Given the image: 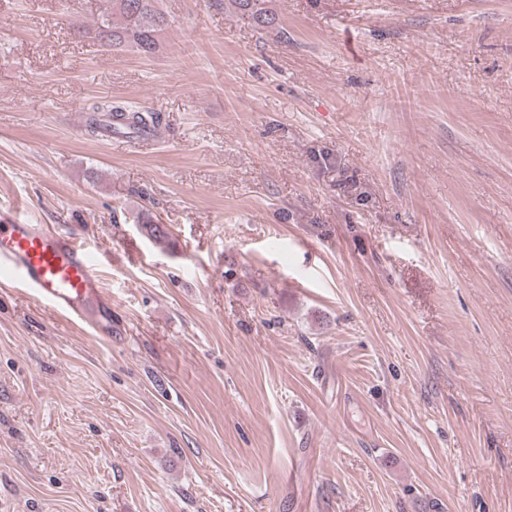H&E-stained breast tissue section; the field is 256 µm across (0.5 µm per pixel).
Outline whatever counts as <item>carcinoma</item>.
I'll return each mask as SVG.
<instances>
[{"label": "carcinoma", "instance_id": "1", "mask_svg": "<svg viewBox=\"0 0 512 512\" xmlns=\"http://www.w3.org/2000/svg\"><path fill=\"white\" fill-rule=\"evenodd\" d=\"M104 11L90 29H80L81 37L94 39L102 47L131 46L145 57L153 56L160 46V35L168 27L167 17L156 7V0H105ZM238 16L254 25L268 28L276 23L269 0H229ZM87 129L99 135L106 127L122 126L134 133L159 125L158 117L143 114L134 106L101 101L87 107ZM141 233L149 239L164 240L169 228L160 223L150 211L138 216Z\"/></svg>", "mask_w": 512, "mask_h": 512}]
</instances>
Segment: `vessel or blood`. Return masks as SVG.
Wrapping results in <instances>:
<instances>
[{
  "label": "vessel or blood",
  "instance_id": "b4317fda",
  "mask_svg": "<svg viewBox=\"0 0 512 512\" xmlns=\"http://www.w3.org/2000/svg\"><path fill=\"white\" fill-rule=\"evenodd\" d=\"M0 273L7 286L34 294L49 310L112 334V298L88 247L67 230L17 223L0 208Z\"/></svg>",
  "mask_w": 512,
  "mask_h": 512
}]
</instances>
